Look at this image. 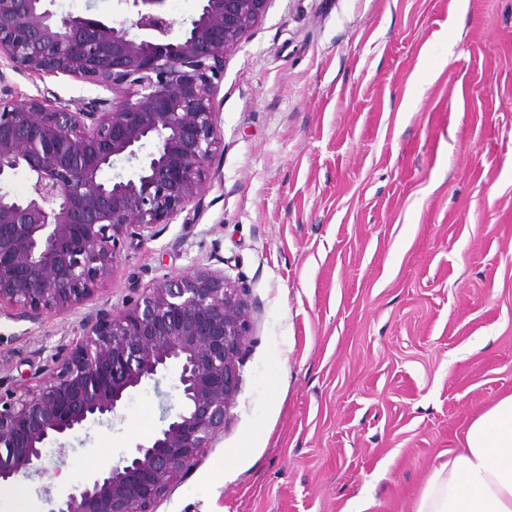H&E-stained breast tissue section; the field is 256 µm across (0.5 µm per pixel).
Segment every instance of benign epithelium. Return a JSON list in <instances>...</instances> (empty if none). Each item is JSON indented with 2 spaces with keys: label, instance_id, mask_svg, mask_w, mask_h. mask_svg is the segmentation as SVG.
<instances>
[{
  "label": "benign epithelium",
  "instance_id": "1",
  "mask_svg": "<svg viewBox=\"0 0 512 512\" xmlns=\"http://www.w3.org/2000/svg\"><path fill=\"white\" fill-rule=\"evenodd\" d=\"M270 2L200 0L175 36L163 0H132L130 22L0 0V59L113 94L76 112L0 97V181L19 169L30 180L22 197L0 191V303L40 314L79 301L112 278L124 238H152L197 198L220 139L224 58ZM118 161L135 164L134 175L105 179ZM252 326L245 290L202 267L144 289L120 314L88 316L37 390L0 393V482L42 474L51 438L116 414L173 368L179 405L156 434L48 499V512H154L224 431Z\"/></svg>",
  "mask_w": 512,
  "mask_h": 512
}]
</instances>
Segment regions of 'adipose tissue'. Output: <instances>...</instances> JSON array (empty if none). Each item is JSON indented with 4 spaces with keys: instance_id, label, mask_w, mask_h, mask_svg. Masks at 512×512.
Wrapping results in <instances>:
<instances>
[{
    "instance_id": "adipose-tissue-1",
    "label": "adipose tissue",
    "mask_w": 512,
    "mask_h": 512,
    "mask_svg": "<svg viewBox=\"0 0 512 512\" xmlns=\"http://www.w3.org/2000/svg\"><path fill=\"white\" fill-rule=\"evenodd\" d=\"M413 512H512V394L472 421L463 448L435 468Z\"/></svg>"
}]
</instances>
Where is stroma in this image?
<instances>
[{"label":"stroma","instance_id":"35a3bbf8","mask_svg":"<svg viewBox=\"0 0 512 512\" xmlns=\"http://www.w3.org/2000/svg\"><path fill=\"white\" fill-rule=\"evenodd\" d=\"M78 111L106 89L6 69ZM199 196L112 279L0 305V389L36 387L86 316L199 267L246 288L252 340L212 447L155 512H412L512 394V0H271L227 55ZM179 402L175 377L50 442L30 512L108 472Z\"/></svg>","mask_w":512,"mask_h":512}]
</instances>
